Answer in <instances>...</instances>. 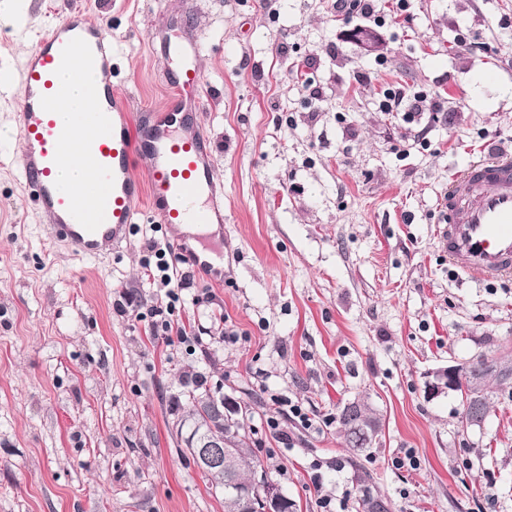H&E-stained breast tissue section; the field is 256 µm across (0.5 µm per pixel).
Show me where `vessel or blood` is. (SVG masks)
I'll list each match as a JSON object with an SVG mask.
<instances>
[{"mask_svg":"<svg viewBox=\"0 0 512 512\" xmlns=\"http://www.w3.org/2000/svg\"><path fill=\"white\" fill-rule=\"evenodd\" d=\"M201 38L184 37L170 73L166 103L140 116L132 134L129 114L112 82L116 47L102 22L73 10L36 39L25 65L17 129L24 143L15 165L47 222L48 237L77 255L97 259L127 241L141 208L165 228L209 229L224 225V194L217 181L211 142L198 120L204 79L196 65ZM97 80L87 108L62 124L57 74L73 62ZM93 143L91 181L85 203L62 191L56 174L79 133ZM147 162L136 173L137 158ZM437 233L456 271L490 281L512 274V157L472 164L448 183ZM184 259L214 280L224 271L210 256L191 252Z\"/></svg>","mask_w":512,"mask_h":512,"instance_id":"vessel-or-blood-1","label":"vessel or blood"}]
</instances>
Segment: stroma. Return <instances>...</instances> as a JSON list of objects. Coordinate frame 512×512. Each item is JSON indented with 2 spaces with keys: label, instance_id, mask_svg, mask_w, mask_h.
Wrapping results in <instances>:
<instances>
[{
  "label": "stroma",
  "instance_id": "stroma-1",
  "mask_svg": "<svg viewBox=\"0 0 512 512\" xmlns=\"http://www.w3.org/2000/svg\"><path fill=\"white\" fill-rule=\"evenodd\" d=\"M72 9L121 48L133 115L168 96L170 62L144 33L201 34L223 281L191 274L173 302L149 286L146 240L168 234L147 212L99 259L48 241L12 164L16 85L37 33ZM411 12L377 29L371 52L348 36L365 19L332 0H30L24 17L0 14V512H224L176 434L193 391L248 404L246 457L295 512H323L326 497L330 512H356L339 414L358 397L381 420L363 465L393 512H512V383L491 386L468 430L459 393L425 392L449 363L512 351V276L457 278L436 235L450 177L512 154V0H413ZM389 85L443 110L378 111ZM126 293L135 308L121 313ZM166 305L209 336L163 343L153 311ZM408 450L417 469L393 466Z\"/></svg>",
  "mask_w": 512,
  "mask_h": 512
}]
</instances>
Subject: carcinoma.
Masks as SVG:
<instances>
[{
  "label": "carcinoma",
  "instance_id": "cac0c4a2",
  "mask_svg": "<svg viewBox=\"0 0 512 512\" xmlns=\"http://www.w3.org/2000/svg\"><path fill=\"white\" fill-rule=\"evenodd\" d=\"M471 381L459 386L457 392L466 394V405L462 406L461 416L481 421L487 410L488 393H480L471 389ZM193 407L188 416V425H179L178 436L182 437L186 452L196 457V448L192 440L201 436L217 444H228L235 448L230 469L213 466L204 471L205 477L217 489L224 486V480L232 479L241 485L251 482L256 466L247 462L245 457L246 436L239 415L243 413L242 406L228 398L214 400L209 397L189 396ZM339 421L346 448L352 455L351 462L357 471L358 483V512H391L389 501L371 489L370 474L363 468L359 459L368 456V452L377 444L381 434L380 421L373 417V411L362 400H354L344 405Z\"/></svg>",
  "mask_w": 512,
  "mask_h": 512
}]
</instances>
